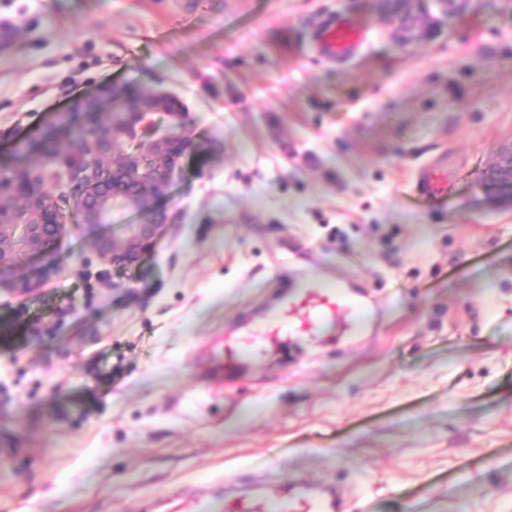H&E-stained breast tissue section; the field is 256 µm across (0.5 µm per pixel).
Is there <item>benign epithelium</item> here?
Masks as SVG:
<instances>
[{"instance_id":"1","label":"benign epithelium","mask_w":512,"mask_h":512,"mask_svg":"<svg viewBox=\"0 0 512 512\" xmlns=\"http://www.w3.org/2000/svg\"><path fill=\"white\" fill-rule=\"evenodd\" d=\"M398 29L408 40L419 35L418 20L409 0H400L395 14ZM172 93L156 91L133 99L127 93L105 92L97 100L79 101L74 110L84 118L82 135L74 128H60L56 135L37 134L33 145L46 159L42 168L0 163V279L12 275L16 259L23 254L52 257L64 225L46 198L67 194L79 208L80 224L86 227L107 223L109 209L130 203L142 215L139 224H128L122 243L109 238L99 242V252L109 263L124 266L153 244L158 230L173 221L161 207L174 185L184 177L183 161L195 147L181 134L185 113L168 112L164 129L152 124V116L163 111ZM112 102L108 130L98 128L97 112L102 103ZM64 136L71 142L68 161L56 151V141ZM155 161L151 180L140 179L143 158ZM487 182L512 198V146L497 153Z\"/></svg>"}]
</instances>
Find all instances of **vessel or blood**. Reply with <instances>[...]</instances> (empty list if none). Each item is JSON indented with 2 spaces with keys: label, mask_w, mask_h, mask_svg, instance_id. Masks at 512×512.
Instances as JSON below:
<instances>
[{
  "label": "vessel or blood",
  "mask_w": 512,
  "mask_h": 512,
  "mask_svg": "<svg viewBox=\"0 0 512 512\" xmlns=\"http://www.w3.org/2000/svg\"><path fill=\"white\" fill-rule=\"evenodd\" d=\"M366 37L364 26L348 15L337 12L328 15L314 33L317 53L333 61H347L362 47ZM444 175L432 168L423 169L414 190L422 196L442 192ZM367 324L366 308L350 287L333 282H321L310 272H302L301 285L287 296L281 306L268 315L261 334L266 345L284 346L290 339L309 336L320 331L352 338ZM248 344L225 340L223 359L225 370H233L251 357ZM223 512H344V499L336 487H318L301 483L288 494L272 495L262 487H253L240 494L225 496Z\"/></svg>",
  "instance_id": "obj_1"
}]
</instances>
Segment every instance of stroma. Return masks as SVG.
Here are the masks:
<instances>
[{"mask_svg":"<svg viewBox=\"0 0 512 512\" xmlns=\"http://www.w3.org/2000/svg\"><path fill=\"white\" fill-rule=\"evenodd\" d=\"M367 29L347 62L320 21ZM0 160L115 87L176 93L196 152L153 246L99 254L140 213L67 227L0 280V512H171L274 474L347 512H512V0H468L405 40L383 0H0ZM448 174L418 196L421 167ZM357 287L367 335L201 351L291 293ZM366 37L364 26L341 12L328 15L314 33L317 53L333 61H347L362 47ZM487 182L512 199V145L498 151L496 160L488 172ZM254 353L248 344L224 338L223 359L224 370L231 371Z\"/></svg>","mask_w":512,"mask_h":512,"instance_id":"1","label":"stroma"}]
</instances>
